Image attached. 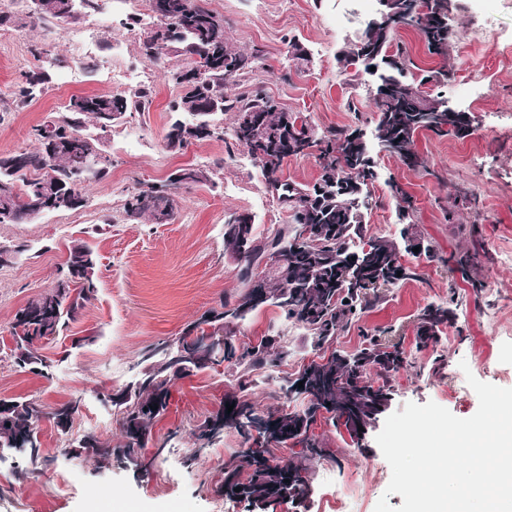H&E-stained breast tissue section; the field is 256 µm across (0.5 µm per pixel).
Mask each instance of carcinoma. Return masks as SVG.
I'll return each instance as SVG.
<instances>
[{"label": "carcinoma", "mask_w": 512, "mask_h": 512, "mask_svg": "<svg viewBox=\"0 0 512 512\" xmlns=\"http://www.w3.org/2000/svg\"><path fill=\"white\" fill-rule=\"evenodd\" d=\"M65 0H42V8L33 21L43 25L58 23ZM150 11L158 12L154 20L175 26L171 30L175 53L188 60V67L198 68V75L181 82L182 69L170 71V80L180 87L183 95L171 105L173 112H202L204 106L215 102L218 112L234 114L232 137L245 147L254 158H267V172L263 174L269 188L278 199L288 205L292 224L272 236L255 234L252 219L231 215L224 220V237L243 242L245 255L239 269L242 288L220 302L207 314L190 323L180 336L147 349L142 361L148 363L139 379L107 394L112 406L121 411V431L126 439L121 454L127 465L140 466L142 449L135 446L131 433H148L150 426L169 408L171 389L178 378L201 370L198 365L183 363L165 356L174 344H187L192 336L210 331L214 334H233V328L245 321L266 304H272L281 316L307 331L317 345L333 340L337 331L350 323L366 309L384 299L383 289L415 276L411 268L403 265L399 245L390 238L369 232L363 209L366 208L367 188L376 179L375 162L359 130L341 129L318 132L306 121L285 112L257 88L251 92L230 95L227 83L235 78L248 77L262 66L263 54L259 49L245 52L234 48L224 35V17L209 10L198 0H148ZM450 0H433L427 11L412 17L407 25L415 28L429 53L448 57L453 32L439 17L448 16ZM396 29H385L367 24L354 45V56L366 60L378 48L390 49V55L379 54L374 62L389 79L397 77L401 83L391 93L381 96L374 92L377 112L376 137L379 151H391L399 159L413 158L418 165L415 136L422 130L459 135L467 129L464 119L448 118L438 111L440 97H431L420 90L426 83L441 84L453 78L452 69H440L419 82L403 79L411 62L401 47L393 44ZM50 74L39 66L21 74L13 93L12 103L22 108L46 92ZM153 90L144 86L125 94L73 95L53 120L33 128L37 148L0 155V224H23L32 220L34 210L45 205L41 170L49 169L59 189L66 195L56 206L58 211L79 207L82 195L81 181L75 180L80 168L77 156L60 153L46 156L42 150L49 136L65 138L78 135L82 142L74 151H100L103 135L112 131V114L119 112L131 118L150 107ZM253 112L262 123L263 132L251 137L237 135L242 114ZM95 122L98 133H83L87 121ZM285 131L293 146L275 149L266 138L268 131ZM224 139V127L218 125L213 132L198 134L195 128L171 124L166 135L167 147L180 150L195 140ZM319 151L321 174L312 184L288 182L282 179V167L289 155H304V147ZM194 167L182 168L186 177L175 181L152 184L127 195L122 216L129 222L145 217L156 221L150 201L168 197L173 208H178L177 190L199 183L190 175ZM299 224H318L321 233L311 241L297 234ZM272 250L288 252L284 265L268 273L261 285L252 278L253 270L264 264ZM95 258L84 243L72 245L66 261L59 269L57 282L73 284L75 295L62 296L50 313L39 312L41 300L34 298L20 307L13 317L11 335L16 347L11 350L13 363L32 373L45 375L46 362L38 354L36 345L62 335L76 321L87 303L94 299L97 285L94 280ZM454 319L451 309L443 305H429L418 316L415 345L417 349L439 343V334ZM264 336L255 343L233 345L224 358L212 366L223 363L234 370L240 390L249 385L250 374L259 369L279 366L288 356V349L277 344L269 351ZM404 363V353L397 344H386L377 336L365 338L352 353H335L327 364H313L302 368L299 376L307 380L310 399L298 409L277 410L276 426L296 439L301 446L298 457L280 468L267 464L266 456L273 455L277 445L268 444L261 449H247L245 458L233 455L224 461V496L242 500L261 512L258 503H270L287 494L303 497L308 489L307 465L323 461H336L335 451L319 442L314 434L321 413L334 412L335 427L343 416L359 425L370 424L379 416V407L392 397V376ZM234 405L231 413L226 406L206 416L194 427L197 441L212 445L224 438V431H239L238 419L255 410L245 401L229 400ZM158 405L157 410L150 409ZM40 403L34 400L0 398V450H11L36 467L46 460L32 414ZM81 400L73 399L58 405L52 419L58 431L67 433L73 416L78 413ZM78 443L89 449L99 467L112 465L116 449L96 433L84 434ZM241 491H235V488Z\"/></svg>", "instance_id": "obj_1"}]
</instances>
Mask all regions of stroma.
<instances>
[{
	"label": "stroma",
	"mask_w": 512,
	"mask_h": 512,
	"mask_svg": "<svg viewBox=\"0 0 512 512\" xmlns=\"http://www.w3.org/2000/svg\"><path fill=\"white\" fill-rule=\"evenodd\" d=\"M100 10L78 24L52 28L21 20L0 29V153L34 149L29 130L57 115L71 96L131 92L139 76L153 89L149 110L114 125L102 143L112 167L100 181H86L84 206L50 212L26 224H0V244L19 247L0 266V398L23 397L45 404L80 398L81 408L68 433L49 421L39 437L50 463L33 474L26 461L0 464V512H110L113 490H120L137 512H246L245 504L224 498L222 466L242 443L235 432L197 451L193 422L217 409L225 395L263 411L272 404L294 409L293 401L277 396L281 377L292 376L320 353L307 332L286 322L277 308L265 306L235 330L238 343L280 333L288 356L272 371L253 374L250 389L238 392L224 367L209 369L175 384L168 414L154 424L149 448L159 454L148 472L134 474L120 461L98 467L90 456L67 453L71 438L92 431L123 445L118 417L104 405L107 392L125 387L143 370V350L180 335L190 322L219 306L238 291L233 259L224 252V217L251 216L258 235L266 237L290 223L287 205L266 185L246 148L216 139L169 150L166 134L173 114L171 102L181 90L168 79L183 60L168 54L155 64L140 50V31L130 30L129 14H144L148 0L135 6L122 0H99ZM449 14L453 48L448 60L428 53L413 28H401L398 42L412 58L415 76L447 66L452 81L426 85L467 112L469 132L461 137L420 133L416 148L425 170H412L398 159H377L378 178L371 185L366 222L371 233L424 241L435 261L414 259V279L388 288L385 298L339 331L337 352L355 351L364 337L382 330L400 344L409 363L394 380L391 411L406 403L435 402L460 418L478 409L467 375L499 387L512 388V0H451ZM222 14L226 36L245 51L261 49L270 72L256 81L229 83L232 93L262 89L287 112L300 114L318 129L372 131L375 108L370 94L375 83L363 64L352 65L355 82L345 83L342 53L363 31L350 20L347 0H206ZM44 44L54 60L47 92L21 110L9 109L21 71L35 67L30 53ZM223 160L214 182L179 191V208L167 224L122 218L126 196L139 184L163 182L176 170L210 166ZM409 192L415 211L400 224L391 183ZM477 199L462 209L456 223L445 220L449 201L459 192ZM87 242L97 257L98 292L63 336L43 344L39 352L51 361L48 376L16 367L4 343L15 312L28 300L52 288L57 270L75 241ZM475 255V268L462 276L452 257ZM448 306L454 323L433 349L416 350V316L426 305ZM439 373L429 366L435 357ZM317 435L336 452L335 462L315 464L310 492L301 503L271 506L269 512H336V496L362 490V512H374L380 497L391 506L401 495H386L391 468L374 435L362 445L351 443L334 427L321 425ZM198 453L195 465L186 458Z\"/></svg>",
	"instance_id": "1"
}]
</instances>
